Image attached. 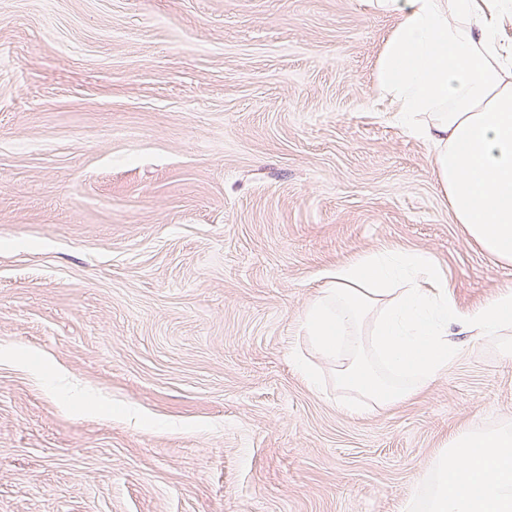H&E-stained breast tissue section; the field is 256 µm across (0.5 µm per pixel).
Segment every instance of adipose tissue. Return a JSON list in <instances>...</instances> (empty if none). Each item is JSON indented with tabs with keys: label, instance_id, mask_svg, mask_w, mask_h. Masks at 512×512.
I'll return each instance as SVG.
<instances>
[{
	"label": "adipose tissue",
	"instance_id": "1",
	"mask_svg": "<svg viewBox=\"0 0 512 512\" xmlns=\"http://www.w3.org/2000/svg\"><path fill=\"white\" fill-rule=\"evenodd\" d=\"M399 22L379 55L375 92L388 119L432 147L437 181L468 238L512 264V0H374ZM302 330L349 414L387 408L445 376L452 333H512V289L469 308L448 296L423 251L382 250L328 269ZM428 512H512V426H462L429 462Z\"/></svg>",
	"mask_w": 512,
	"mask_h": 512
}]
</instances>
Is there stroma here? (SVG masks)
Listing matches in <instances>:
<instances>
[{
  "label": "stroma",
  "mask_w": 512,
  "mask_h": 512,
  "mask_svg": "<svg viewBox=\"0 0 512 512\" xmlns=\"http://www.w3.org/2000/svg\"><path fill=\"white\" fill-rule=\"evenodd\" d=\"M370 0H0V512H426L512 344L362 417L301 325L327 268L428 252L512 287L378 118Z\"/></svg>",
  "instance_id": "35a3bbf8"
}]
</instances>
